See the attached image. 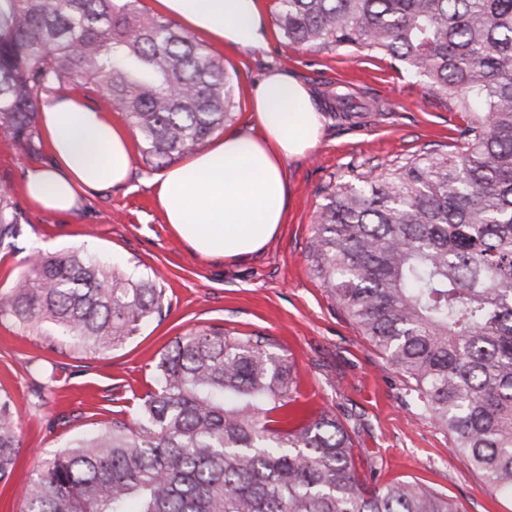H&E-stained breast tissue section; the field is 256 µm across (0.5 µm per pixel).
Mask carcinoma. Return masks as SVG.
<instances>
[{
  "label": "carcinoma",
  "mask_w": 512,
  "mask_h": 512,
  "mask_svg": "<svg viewBox=\"0 0 512 512\" xmlns=\"http://www.w3.org/2000/svg\"><path fill=\"white\" fill-rule=\"evenodd\" d=\"M291 44L355 45L410 68L468 115L462 150L357 174L317 213L307 260L404 378L405 402L512 494V0H278ZM74 85L103 94L162 167L224 128L229 74L206 47L135 0H0V128L43 146L38 103ZM19 224L0 193V240ZM165 288L81 250L32 260L0 299L106 353L162 316ZM260 335L211 326L177 337L137 416L45 460L25 512H455L417 482L369 485L335 414L297 401L291 361ZM0 397V481L20 452Z\"/></svg>",
  "instance_id": "carcinoma-1"
}]
</instances>
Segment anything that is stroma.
<instances>
[{
  "label": "stroma",
  "instance_id": "obj_1",
  "mask_svg": "<svg viewBox=\"0 0 512 512\" xmlns=\"http://www.w3.org/2000/svg\"><path fill=\"white\" fill-rule=\"evenodd\" d=\"M207 49L223 61L234 86L235 108L225 130L248 122L250 94L270 66L305 80L327 118L317 147L288 164L287 224L261 254L246 260L199 256L173 235L147 185L158 171L137 147L127 184L88 194L72 215L35 209L22 191L24 175L48 157L19 154L0 129V191L20 215L18 233L0 241V297L34 256L79 249L156 279L169 304L162 318L105 354L51 343V324L35 333L11 314L0 315V394L14 401L21 427L17 464L0 482V512H22L41 459L112 419L134 418L175 338L210 326L275 338L294 363L307 412L329 410L354 426L361 478L426 484L459 512H512V496L491 491L453 453L450 435L405 404L401 375L360 335L306 260L316 212L335 188L360 171L393 170L432 152L460 151L465 114L428 94L405 65L354 45H291L274 27L261 51L213 43Z\"/></svg>",
  "mask_w": 512,
  "mask_h": 512
}]
</instances>
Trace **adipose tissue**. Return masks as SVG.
Masks as SVG:
<instances>
[{
  "mask_svg": "<svg viewBox=\"0 0 512 512\" xmlns=\"http://www.w3.org/2000/svg\"><path fill=\"white\" fill-rule=\"evenodd\" d=\"M158 2L164 13L218 45L268 46L260 0ZM251 115L247 126L216 138L151 182L165 222L199 255L242 260L261 251L287 220L286 164L309 155L322 134L310 86L278 67L258 81ZM42 126L50 160L29 168L24 182L37 208L68 215L88 192L129 180L130 135L107 113L79 97L59 96L43 105Z\"/></svg>",
  "mask_w": 512,
  "mask_h": 512,
  "instance_id": "obj_1",
  "label": "adipose tissue"
}]
</instances>
